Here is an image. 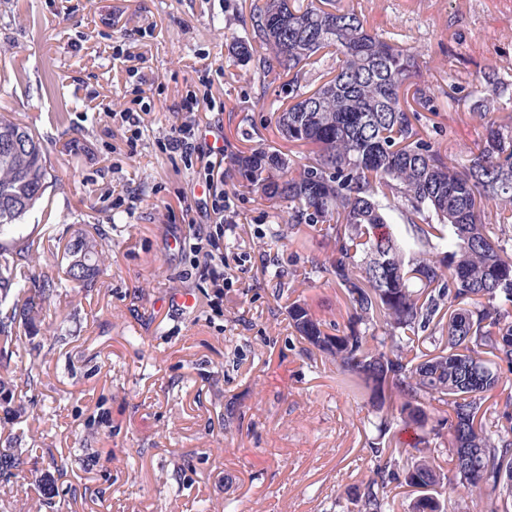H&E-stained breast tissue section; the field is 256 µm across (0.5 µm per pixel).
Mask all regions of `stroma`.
Listing matches in <instances>:
<instances>
[{"mask_svg": "<svg viewBox=\"0 0 512 512\" xmlns=\"http://www.w3.org/2000/svg\"><path fill=\"white\" fill-rule=\"evenodd\" d=\"M251 0H0V113L46 149L49 176L19 231L39 243L31 278L66 272L78 233L110 261L91 282L50 293L33 351L0 365L26 413L0 437L28 448L21 474L53 472L57 494L15 492L14 512H357L372 453L366 410L308 354L288 320L300 301L342 321L345 299L315 277L323 251L259 194L225 177L241 214L225 231L220 306L195 266L205 176L162 143L185 121L175 104L199 89L222 111L225 150L288 151L252 65L232 47ZM382 37L444 59L416 83L439 88L426 137L465 159L484 134L468 109L477 75L512 74V0H334ZM135 41L127 61L112 47ZM144 98V134L129 147L120 114ZM191 293L193 307L160 301ZM33 382H26V373ZM223 456H214V448Z\"/></svg>", "mask_w": 512, "mask_h": 512, "instance_id": "stroma-1", "label": "stroma"}]
</instances>
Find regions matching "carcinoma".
<instances>
[{
    "mask_svg": "<svg viewBox=\"0 0 512 512\" xmlns=\"http://www.w3.org/2000/svg\"><path fill=\"white\" fill-rule=\"evenodd\" d=\"M329 2L252 0L237 56L255 62L263 95L279 80L288 87V105L272 111L276 131L309 155L295 167L286 153L254 148L230 154L231 168L243 187L286 208L289 224L325 225L326 255L311 261V273L343 291L347 318L323 322L296 302L288 317L374 413L368 445L385 463L362 483L358 512H390L389 493L405 487L426 496L422 512H443L434 487L446 479L444 450L457 498L512 512V122L476 101L469 116L485 136L471 158L461 163L434 147L422 120L435 113L439 91L409 84L420 66L442 62ZM328 57L336 58L331 76L303 85L307 69ZM48 175L38 136L0 115V236L29 213L21 204L41 200ZM32 259L30 245L20 258L0 251V305L13 290L25 295L22 316L36 332L43 296L62 282L29 283ZM107 260L84 238L69 249L66 275L86 281ZM22 344L0 319V356ZM0 410L24 414L2 377ZM21 455L0 448V481L15 476Z\"/></svg>",
    "mask_w": 512,
    "mask_h": 512,
    "instance_id": "carcinoma-1",
    "label": "carcinoma"
}]
</instances>
